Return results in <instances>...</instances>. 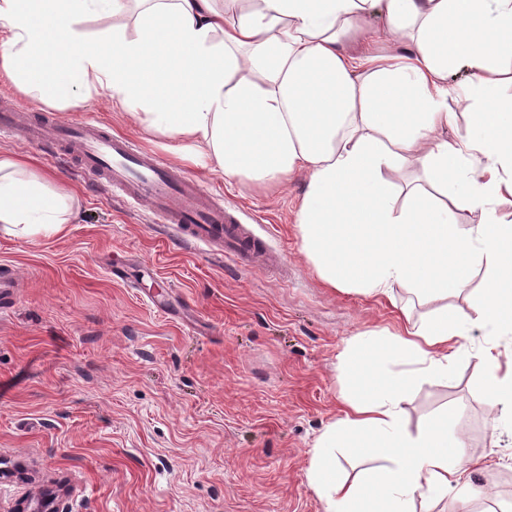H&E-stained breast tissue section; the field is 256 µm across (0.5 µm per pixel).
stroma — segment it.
Masks as SVG:
<instances>
[{
    "instance_id": "obj_1",
    "label": "stroma",
    "mask_w": 512,
    "mask_h": 512,
    "mask_svg": "<svg viewBox=\"0 0 512 512\" xmlns=\"http://www.w3.org/2000/svg\"><path fill=\"white\" fill-rule=\"evenodd\" d=\"M56 117L96 119L177 160L171 142L99 99ZM0 152L75 204L59 235H0V265L23 282L0 309V512H31L45 497L58 512H324L306 475L340 411L339 355L432 303L400 287L390 300L340 291L318 276L297 225L304 174L265 191L193 173L281 253L285 270L270 271L185 248L148 205L125 206L39 146L0 139ZM117 254L129 261L121 279ZM484 341L472 330L447 379L421 381L403 404L411 427L447 415L466 455L496 464L470 502L441 501V512H512V444L494 436Z\"/></svg>"
}]
</instances>
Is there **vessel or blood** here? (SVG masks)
<instances>
[{"mask_svg":"<svg viewBox=\"0 0 512 512\" xmlns=\"http://www.w3.org/2000/svg\"><path fill=\"white\" fill-rule=\"evenodd\" d=\"M0 136L24 141L51 138L81 174L119 189L128 205L149 199L163 223L199 249L220 246L243 262L257 257L272 265L277 262L263 241L197 181L96 120L61 124L18 107L0 113Z\"/></svg>","mask_w":512,"mask_h":512,"instance_id":"b4317fda","label":"vessel or blood"}]
</instances>
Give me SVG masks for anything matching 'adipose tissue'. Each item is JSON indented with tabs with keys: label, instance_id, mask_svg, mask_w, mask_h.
<instances>
[{
	"label": "adipose tissue",
	"instance_id": "obj_1",
	"mask_svg": "<svg viewBox=\"0 0 512 512\" xmlns=\"http://www.w3.org/2000/svg\"><path fill=\"white\" fill-rule=\"evenodd\" d=\"M380 27H371L373 18ZM111 20L94 37L86 22ZM367 31L359 53L345 40ZM466 82L449 86L450 72ZM0 73L30 99L71 110L94 97L176 141L179 160L242 185L308 176L297 221L303 249L331 287L421 299L467 288L395 333L361 335L339 356L347 395L317 439L307 472L324 512H415L416 501H464L481 465L463 458L447 417L410 429L403 403L423 378H447L471 330L486 402L512 429V0H0ZM464 107L465 136L443 131ZM418 165L404 186L386 171ZM476 224L458 231L455 215ZM68 195L0 154V233L60 234ZM369 465L341 476L335 451Z\"/></svg>",
	"mask_w": 512,
	"mask_h": 512
}]
</instances>
